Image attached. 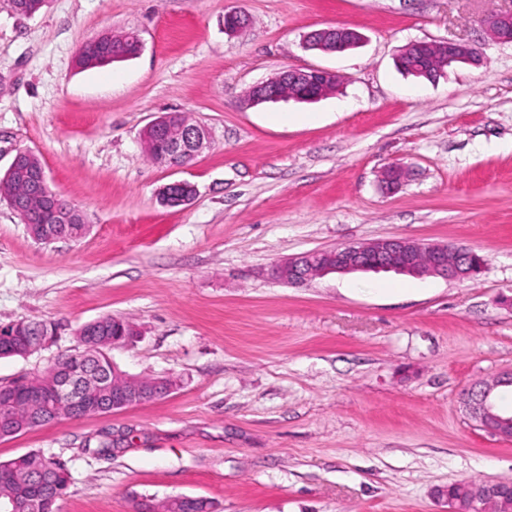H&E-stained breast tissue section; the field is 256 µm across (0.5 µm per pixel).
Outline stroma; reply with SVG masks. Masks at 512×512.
Listing matches in <instances>:
<instances>
[{"label": "stroma", "instance_id": "35a3bbf8", "mask_svg": "<svg viewBox=\"0 0 512 512\" xmlns=\"http://www.w3.org/2000/svg\"><path fill=\"white\" fill-rule=\"evenodd\" d=\"M512 0H0V178L20 150L91 230L45 245L0 198V325L51 321L58 338L0 358V385L79 351L111 315L137 335L107 354L168 378L163 397L0 439L65 462L59 512H134L202 497L212 512H449L435 489L512 480V441L462 397L512 369V44L484 15ZM250 27L230 35L224 14ZM347 26L340 54L305 33ZM138 30L140 55L82 69L97 34ZM470 40L483 63L435 81L400 72L415 41ZM345 80L312 102L249 105L287 68ZM182 112L211 145L189 166L147 158L141 132ZM278 112L294 122L273 123ZM406 169L396 190L382 172ZM195 188L185 205L169 183ZM398 237L469 248L472 279L331 273L303 285L272 268L317 249ZM399 292H387L388 284ZM112 452L96 454L100 440ZM334 33L340 34L344 40L336 39L335 45L326 47L324 42L320 40V36ZM359 38L362 39V36L355 29L340 26L328 27L309 32L304 38V45L308 50L324 51L326 53H342L350 47L351 42H358Z\"/></svg>", "mask_w": 512, "mask_h": 512}]
</instances>
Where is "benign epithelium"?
<instances>
[{"instance_id": "1", "label": "benign epithelium", "mask_w": 512, "mask_h": 512, "mask_svg": "<svg viewBox=\"0 0 512 512\" xmlns=\"http://www.w3.org/2000/svg\"><path fill=\"white\" fill-rule=\"evenodd\" d=\"M230 21L224 22V30L229 33L241 31L249 26L250 20L242 11L226 14ZM483 26L494 39L512 43V9L493 10L483 19ZM361 38L358 31L348 27H328L309 32L304 38L305 48L326 53H342L350 43ZM443 53L447 63L480 64V53L476 44L469 40L435 43ZM341 76L334 71L322 68H293L281 72L276 77L251 87V103L272 100L278 85L288 82L307 94L310 100H317L336 88ZM146 152L153 155V161L170 169L186 166L199 153L210 146L207 130L191 123L182 112H168L149 122L142 131ZM34 171L39 184L45 189L43 207L48 222L43 224V239L47 243L63 239L59 226L85 223L81 211L71 204L60 205L59 198L48 190L49 184L45 169L39 157L28 150L17 152L5 177L15 173ZM192 198V187L184 181L173 182L164 187L162 200L165 204L177 206ZM422 252L429 257L425 263L416 258ZM362 270L410 271L416 277L441 276L451 279H469L474 268L468 255L457 252V258H448V245L417 242L410 245L403 238H388L372 242L355 243L330 250L305 252L282 262L272 269L275 278L289 283L300 284L311 280L310 273H349ZM56 333L44 334L35 339L18 334V324L0 326V346L25 347L29 351L42 350L54 343ZM47 381L31 386L30 381L20 380L7 387H0V395L7 398L23 392L27 397L40 403L58 396L68 398L72 403L96 410L94 393L104 380L95 371L76 368L61 371L50 368ZM512 383V370L503 372L491 380L469 388L463 398L465 410L486 432L501 439L512 441V414L506 415L493 409L490 397L493 387ZM170 391L168 387L151 385L135 389L112 390V409L131 407L147 398H158ZM451 512H512V498L500 493L498 485L480 484L470 488L467 499L452 503Z\"/></svg>"}]
</instances>
